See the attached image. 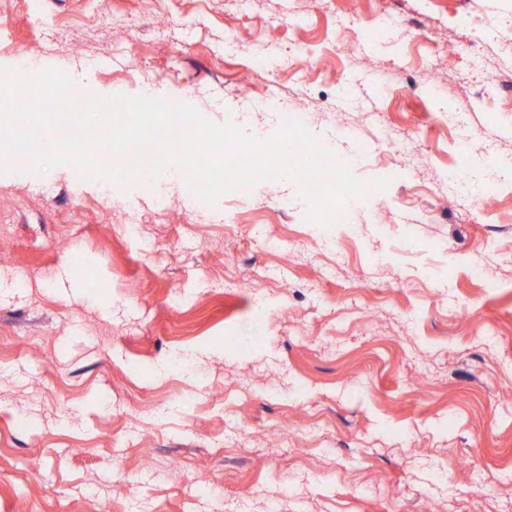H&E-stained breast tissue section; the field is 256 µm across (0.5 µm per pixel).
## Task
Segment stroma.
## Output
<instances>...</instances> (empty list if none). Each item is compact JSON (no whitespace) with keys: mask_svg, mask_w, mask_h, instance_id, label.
Returning <instances> with one entry per match:
<instances>
[{"mask_svg":"<svg viewBox=\"0 0 512 512\" xmlns=\"http://www.w3.org/2000/svg\"><path fill=\"white\" fill-rule=\"evenodd\" d=\"M265 56L262 90L389 181L346 223L286 178L204 207L173 166L0 161V512H512V177L490 206L447 185L512 159V0H0V68L257 138Z\"/></svg>","mask_w":512,"mask_h":512,"instance_id":"stroma-1","label":"stroma"}]
</instances>
